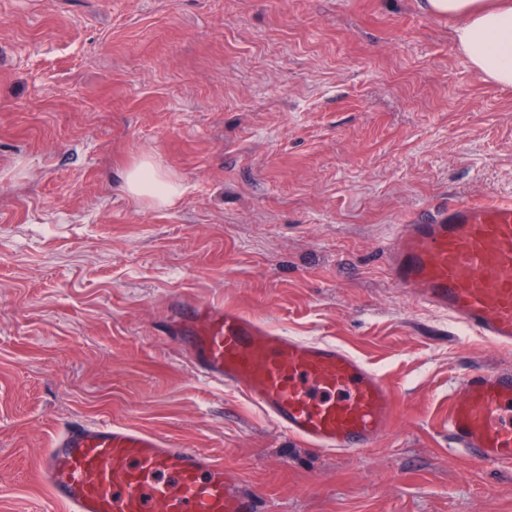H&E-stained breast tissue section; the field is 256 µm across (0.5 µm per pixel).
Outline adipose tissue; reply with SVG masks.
<instances>
[{
    "label": "adipose tissue",
    "instance_id": "obj_1",
    "mask_svg": "<svg viewBox=\"0 0 512 512\" xmlns=\"http://www.w3.org/2000/svg\"><path fill=\"white\" fill-rule=\"evenodd\" d=\"M435 14L457 18L454 41L471 64L487 80L512 86V0H426ZM126 191L139 198L167 204L183 193L152 163L131 168L125 180Z\"/></svg>",
    "mask_w": 512,
    "mask_h": 512
}]
</instances>
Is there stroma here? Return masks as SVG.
Segmentation results:
<instances>
[{"instance_id":"obj_1","label":"stroma","mask_w":512,"mask_h":512,"mask_svg":"<svg viewBox=\"0 0 512 512\" xmlns=\"http://www.w3.org/2000/svg\"><path fill=\"white\" fill-rule=\"evenodd\" d=\"M424 0H0V512L74 418L222 458L273 512H512V465L448 447L460 378L512 349L398 287L396 227L512 199V87ZM150 161L174 204L130 196ZM336 343L392 433L318 450L158 326L170 297Z\"/></svg>"}]
</instances>
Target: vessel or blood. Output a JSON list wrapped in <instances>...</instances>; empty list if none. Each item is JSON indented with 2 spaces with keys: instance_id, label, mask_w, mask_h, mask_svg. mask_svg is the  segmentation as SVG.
Returning <instances> with one entry per match:
<instances>
[{
  "instance_id": "b4317fda",
  "label": "vessel or blood",
  "mask_w": 512,
  "mask_h": 512,
  "mask_svg": "<svg viewBox=\"0 0 512 512\" xmlns=\"http://www.w3.org/2000/svg\"><path fill=\"white\" fill-rule=\"evenodd\" d=\"M387 261L419 304L512 346V200L454 198L399 225ZM163 329L207 378L236 386L285 434L324 451L386 436L394 396L346 349L271 329L229 306L174 298ZM448 444L512 463V368L472 370L448 408ZM37 477L58 512H266L222 459L131 424L76 418Z\"/></svg>"
}]
</instances>
